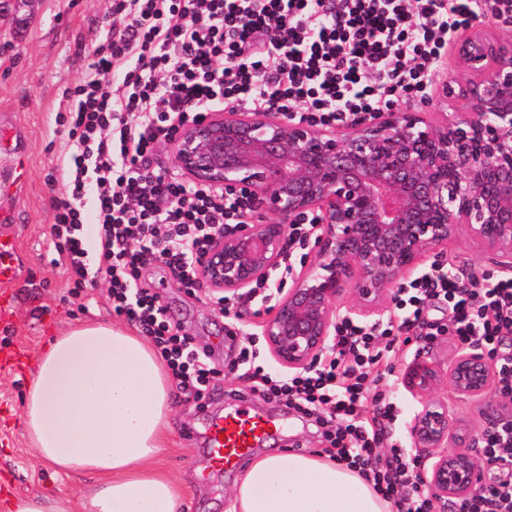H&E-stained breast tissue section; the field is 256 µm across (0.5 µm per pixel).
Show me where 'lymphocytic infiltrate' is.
<instances>
[{
    "label": "lymphocytic infiltrate",
    "instance_id": "f902f5d3",
    "mask_svg": "<svg viewBox=\"0 0 512 512\" xmlns=\"http://www.w3.org/2000/svg\"><path fill=\"white\" fill-rule=\"evenodd\" d=\"M481 0H112L106 44L66 95L56 120L65 191L54 205V247L75 288L106 283L116 315L151 338L179 387L201 399L217 370L167 322L156 294L137 288L153 261L193 288L214 234L246 224L247 188L211 189L156 163L162 144L213 111H275L295 122L336 126L425 97L460 29ZM122 72L113 80V72ZM445 302L448 325L427 322ZM451 335L496 359L512 335V274L489 284L464 269L422 273L393 317L348 319L318 369L276 380L254 345L243 346L253 390L315 416L337 461L370 480L397 512H437L419 483L390 392L393 361L410 339ZM450 512H512V479L493 480Z\"/></svg>",
    "mask_w": 512,
    "mask_h": 512
}]
</instances>
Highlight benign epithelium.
Here are the masks:
<instances>
[{
	"label": "benign epithelium",
	"mask_w": 512,
	"mask_h": 512,
	"mask_svg": "<svg viewBox=\"0 0 512 512\" xmlns=\"http://www.w3.org/2000/svg\"><path fill=\"white\" fill-rule=\"evenodd\" d=\"M472 79L443 98L472 109L441 123L424 112H379L334 128L277 112H213L171 142L175 171L198 186L250 190L272 222L216 234L199 265V288L243 304L292 255L290 225L316 216L312 259L295 274L260 335L288 372L316 369L337 323L377 321L401 288L448 243L466 237L495 252L512 272V37L471 30L454 46ZM434 338L403 365L405 386L421 394L409 425L423 481L441 512L448 499L475 495L489 463L477 448L512 425V395L494 394L496 368L479 345L456 342L446 363ZM450 389L476 416L458 418L440 396Z\"/></svg>",
	"instance_id": "benign-epithelium-1"
}]
</instances>
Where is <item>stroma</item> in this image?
<instances>
[{"mask_svg":"<svg viewBox=\"0 0 512 512\" xmlns=\"http://www.w3.org/2000/svg\"><path fill=\"white\" fill-rule=\"evenodd\" d=\"M110 0H0V214L16 236L23 273L0 288V512L10 495L66 494L77 499L87 477L68 476L40 460L26 440L23 406L36 371V355L77 320L119 323L105 288L72 293L51 243L53 205L63 191L54 172L65 142L56 115L64 95L92 63L106 40ZM139 287L159 296L168 322L193 338L219 374L202 400L176 392L169 445L158 464L183 481L182 512H225L240 468L213 469L206 425L214 417L247 409L272 419L277 428L262 452L326 457L323 430L278 401L250 392L239 375H224L238 361V347L224 342L228 320L207 294L183 288L157 264L143 267Z\"/></svg>","mask_w":512,"mask_h":512,"instance_id":"obj_1","label":"stroma"}]
</instances>
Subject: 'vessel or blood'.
Segmentation results:
<instances>
[{
	"label": "vessel or blood",
	"mask_w": 512,
	"mask_h": 512,
	"mask_svg": "<svg viewBox=\"0 0 512 512\" xmlns=\"http://www.w3.org/2000/svg\"><path fill=\"white\" fill-rule=\"evenodd\" d=\"M16 239L0 234V286L16 283L21 266L16 257ZM271 421L247 413L228 415L209 423L210 446L218 467L231 468L248 457L271 433Z\"/></svg>",
	"instance_id": "obj_1"
}]
</instances>
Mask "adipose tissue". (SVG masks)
<instances>
[{
  "label": "adipose tissue",
  "mask_w": 512,
  "mask_h": 512,
  "mask_svg": "<svg viewBox=\"0 0 512 512\" xmlns=\"http://www.w3.org/2000/svg\"><path fill=\"white\" fill-rule=\"evenodd\" d=\"M171 389L154 351L130 330L86 321L54 337L25 397L26 437L57 471L95 483L76 503L11 497L9 512H177L181 484L157 465ZM228 512H391V504L353 470L270 453L235 483Z\"/></svg>",
  "instance_id": "adipose-tissue-1"
}]
</instances>
